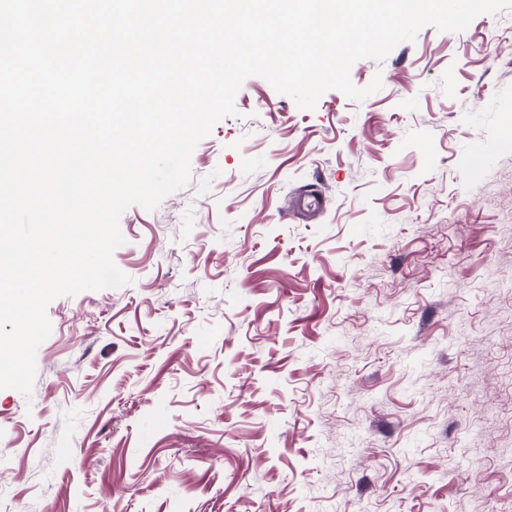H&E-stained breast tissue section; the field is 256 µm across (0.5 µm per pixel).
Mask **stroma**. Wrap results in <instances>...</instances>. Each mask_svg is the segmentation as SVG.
<instances>
[{"label":"stroma","instance_id":"stroma-1","mask_svg":"<svg viewBox=\"0 0 512 512\" xmlns=\"http://www.w3.org/2000/svg\"><path fill=\"white\" fill-rule=\"evenodd\" d=\"M377 76L248 77L122 215L129 284L51 301L0 389V512H512V11Z\"/></svg>","mask_w":512,"mask_h":512}]
</instances>
